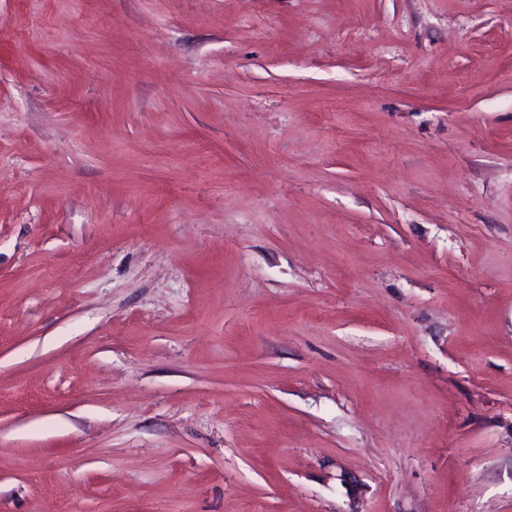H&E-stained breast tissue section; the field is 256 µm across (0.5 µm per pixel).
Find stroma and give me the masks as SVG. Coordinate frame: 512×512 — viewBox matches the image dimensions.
<instances>
[{
    "label": "stroma",
    "instance_id": "35a3bbf8",
    "mask_svg": "<svg viewBox=\"0 0 512 512\" xmlns=\"http://www.w3.org/2000/svg\"><path fill=\"white\" fill-rule=\"evenodd\" d=\"M0 512H512V0H0Z\"/></svg>",
    "mask_w": 512,
    "mask_h": 512
}]
</instances>
